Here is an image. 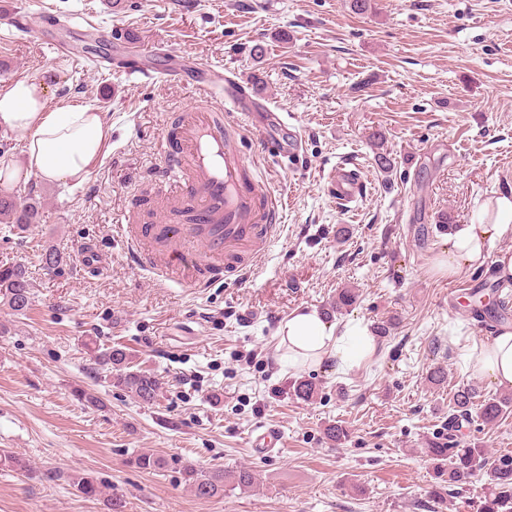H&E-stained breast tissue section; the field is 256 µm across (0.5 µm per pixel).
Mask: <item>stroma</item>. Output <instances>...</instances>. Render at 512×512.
Returning a JSON list of instances; mask_svg holds the SVG:
<instances>
[{
	"instance_id": "stroma-1",
	"label": "stroma",
	"mask_w": 512,
	"mask_h": 512,
	"mask_svg": "<svg viewBox=\"0 0 512 512\" xmlns=\"http://www.w3.org/2000/svg\"><path fill=\"white\" fill-rule=\"evenodd\" d=\"M0 0V87L47 77L48 108L85 105L110 133L101 160L80 183L36 177L0 183V196L37 198L40 220L25 235L0 231V265L24 264L34 284L26 315L0 306V454L27 459L24 477L0 466V512H480L475 478L445 503L425 448L448 435L457 390L479 398L506 389L475 374L467 354L482 339L466 306L470 288L498 286L489 266L512 251V231L486 263L458 277L435 269L449 226L468 224L489 197L512 194V0ZM72 18L67 30L16 27L20 9ZM112 30L113 54L175 70L149 81L123 67L94 68L84 50L90 24ZM61 44L66 56L51 49ZM177 51L182 62L171 63ZM195 59L234 77L288 113L299 157L272 159L265 136L285 138L266 113L228 114L250 177L281 197L282 231L243 274L199 292L126 262L118 226L144 223L160 206L163 141L197 104ZM386 153L391 170L378 168ZM359 171L362 192L339 205L332 171ZM95 238L103 268L79 271ZM56 251L53 274L41 256ZM358 301L336 321L387 325L360 365H289L276 337L296 308L333 311L339 289ZM123 346L158 378L155 402H136L90 370L89 340ZM445 373L435 382L432 369ZM313 381L309 402L293 394ZM102 400L91 407L78 391ZM278 428V454L258 458L248 440ZM346 430L329 441V426ZM463 445L512 455V404L492 423L472 417ZM151 451L167 467L145 472ZM240 467L256 484L225 481L223 495L197 499L179 462ZM75 477L102 487L81 496Z\"/></svg>"
}]
</instances>
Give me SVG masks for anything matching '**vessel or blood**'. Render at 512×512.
Here are the masks:
<instances>
[{
    "mask_svg": "<svg viewBox=\"0 0 512 512\" xmlns=\"http://www.w3.org/2000/svg\"><path fill=\"white\" fill-rule=\"evenodd\" d=\"M204 96L180 114L163 151L164 219L123 224L119 237L129 266L166 274L169 267H191V288L204 290L225 273L224 257L266 247L278 229L279 206L257 180L245 175V160L224 127V103L245 109L243 86L199 83ZM362 181L354 172L336 171V194L353 201Z\"/></svg>",
    "mask_w": 512,
    "mask_h": 512,
    "instance_id": "obj_1",
    "label": "vessel or blood"
}]
</instances>
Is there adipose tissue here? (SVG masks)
Masks as SVG:
<instances>
[{
	"label": "adipose tissue",
	"mask_w": 512,
	"mask_h": 512,
	"mask_svg": "<svg viewBox=\"0 0 512 512\" xmlns=\"http://www.w3.org/2000/svg\"><path fill=\"white\" fill-rule=\"evenodd\" d=\"M48 85L42 78H24L0 88V128L25 137L24 159L1 164L0 180L38 177L57 182L84 180L102 154L107 127L101 113L65 104L47 109ZM512 231V196L488 200L476 219L448 234L447 246L435 264L438 272L457 276L481 266L486 247ZM276 335L288 349L289 361L318 363L332 357L338 368L359 363L374 350L369 328L358 319L338 325L313 307H300L279 325ZM469 358L476 374L503 388H512V331L474 342Z\"/></svg>",
	"instance_id": "ef3b65f1"
}]
</instances>
